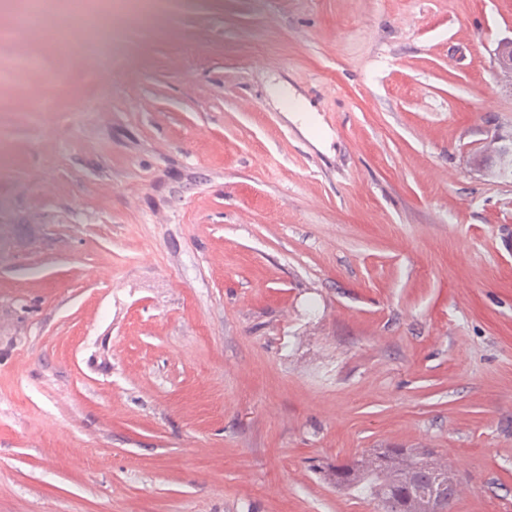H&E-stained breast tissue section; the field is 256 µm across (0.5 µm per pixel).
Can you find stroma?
Instances as JSON below:
<instances>
[{"instance_id": "stroma-1", "label": "stroma", "mask_w": 512, "mask_h": 512, "mask_svg": "<svg viewBox=\"0 0 512 512\" xmlns=\"http://www.w3.org/2000/svg\"><path fill=\"white\" fill-rule=\"evenodd\" d=\"M158 16L101 67L0 9V512H377L376 448L512 512V0ZM496 75L512 77V38L502 40L496 47L493 57ZM503 139H501L499 136H492L488 143H491L488 148H485L481 151L480 156L476 157L475 163L476 166L480 171L485 173V170L487 172H490L491 174H494L499 177H511L510 170L505 169L504 165L499 161L496 154L493 153V149L497 147L499 144H502Z\"/></svg>"}]
</instances>
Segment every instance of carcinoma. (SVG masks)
I'll list each match as a JSON object with an SVG mask.
<instances>
[{
    "instance_id": "cac0c4a2",
    "label": "carcinoma",
    "mask_w": 512,
    "mask_h": 512,
    "mask_svg": "<svg viewBox=\"0 0 512 512\" xmlns=\"http://www.w3.org/2000/svg\"><path fill=\"white\" fill-rule=\"evenodd\" d=\"M336 486L377 501L383 512H444L458 496L457 484L428 450L377 448L336 467Z\"/></svg>"
}]
</instances>
